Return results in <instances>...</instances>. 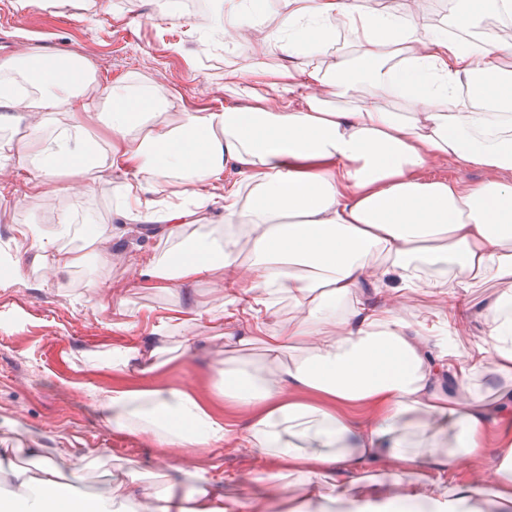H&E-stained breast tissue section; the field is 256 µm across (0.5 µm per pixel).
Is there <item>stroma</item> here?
Returning <instances> with one entry per match:
<instances>
[{
  "label": "stroma",
  "instance_id": "obj_1",
  "mask_svg": "<svg viewBox=\"0 0 512 512\" xmlns=\"http://www.w3.org/2000/svg\"><path fill=\"white\" fill-rule=\"evenodd\" d=\"M14 0H0V60L12 55H41L65 46L93 62L100 82H123L133 70L144 71L161 88L177 93V106L216 109L224 102V61H247L248 47L224 54L203 48L189 18L213 11L217 0H179L186 20L165 24L154 0H76L75 7L45 0L43 7L21 13ZM93 5L94 21L85 7ZM35 169L13 168L0 155V249H8L20 271L15 284L0 288V448L59 451L65 461L107 444L116 458L136 459L147 473H170L180 486L191 475L208 472L222 479L227 495L248 499L262 494L268 467L243 449L195 451L159 446L147 436L117 434L103 420L97 394L142 383L179 388L204 404L213 416L231 421L235 411L214 389L215 361L224 357L216 329L200 326L198 348L176 353L172 337L156 335L168 317L195 316L213 307L214 288L200 280L187 300L178 302L153 288L133 286L126 265L101 262L87 252L71 271L41 278L33 269L34 250L20 244L23 224L52 227L59 212L71 210L101 225L117 221L123 180L111 176L81 194L70 191L67 173L52 183L53 202L19 199L15 186L35 178ZM116 248L128 257L162 254L158 225L129 224ZM106 281L111 296L100 299L95 281ZM124 302L113 312V297ZM153 343L172 351L170 361L152 374L117 372L99 358L113 349Z\"/></svg>",
  "mask_w": 512,
  "mask_h": 512
}]
</instances>
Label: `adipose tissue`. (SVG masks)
<instances>
[{
    "label": "adipose tissue",
    "instance_id": "obj_1",
    "mask_svg": "<svg viewBox=\"0 0 512 512\" xmlns=\"http://www.w3.org/2000/svg\"><path fill=\"white\" fill-rule=\"evenodd\" d=\"M205 31L251 48L224 65V106L174 109L139 72L103 86L91 64L61 49L0 60V131L15 167H36L32 190L67 170L75 189L93 171L123 177L121 216L156 224L179 263L132 262L134 284L181 297L220 284L224 359L215 387L246 421L215 419L178 388L113 389L101 408L113 427L170 448H244L288 485L285 512L324 502L346 512L372 494L392 512H512V436L483 488L456 480L479 466L491 424L512 411V42L486 46L418 25L420 0L400 11L377 0H218ZM457 27L494 25L512 0H447ZM263 40H253L256 29ZM347 35L352 60L325 55ZM276 53L278 63L267 60ZM498 91L466 106L475 76ZM112 140L90 149L87 124ZM454 159L491 177L463 185L429 177ZM173 196L162 205L157 195ZM223 223H215V211ZM119 228L19 236L42 268L61 273ZM496 284L482 305L473 291ZM428 295L437 321L409 302ZM287 310H280V301ZM481 335H472L473 327ZM260 346L253 358L249 349ZM371 409L354 421L346 407ZM0 448L4 512H249L208 476L188 493L166 474L144 481L136 460L107 466L93 509L83 478L43 448Z\"/></svg>",
    "mask_w": 512,
    "mask_h": 512
}]
</instances>
